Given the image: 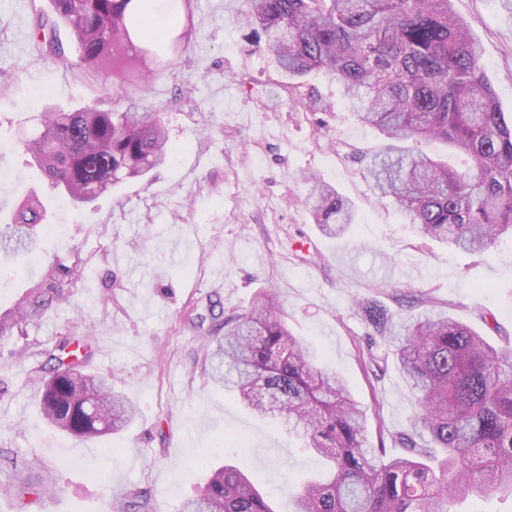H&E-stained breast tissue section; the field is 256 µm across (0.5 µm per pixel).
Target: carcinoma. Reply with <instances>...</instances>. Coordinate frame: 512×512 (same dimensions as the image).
I'll list each match as a JSON object with an SVG mask.
<instances>
[{"label": "carcinoma", "mask_w": 512, "mask_h": 512, "mask_svg": "<svg viewBox=\"0 0 512 512\" xmlns=\"http://www.w3.org/2000/svg\"><path fill=\"white\" fill-rule=\"evenodd\" d=\"M143 0H49L33 28L35 45L57 64L112 80L102 94L153 74L160 41ZM245 23L290 81L313 72L340 85L359 120L393 140L367 165L371 190L392 197L427 238L451 248L490 250L512 236V123L505 120L482 54L452 0H249ZM69 29L77 60L55 44ZM410 139L457 148L455 169L414 152ZM49 186L75 206L163 166L174 151L156 112L133 104L75 111L44 109L23 142ZM314 223L330 236L355 223L354 204L309 177ZM46 209L17 208L0 230V252L22 259L38 244ZM20 313L25 320L57 296L56 285ZM376 334L392 331L380 308L365 310ZM393 355L416 404L406 429L390 434L404 454L382 460L369 445L367 410L343 378L294 336L273 297L224 317L210 359L214 384L260 415L278 411L289 432L331 463L330 475L289 496V512H456L472 496L512 497V342L496 347L446 314L403 326ZM86 346L74 340L51 355L39 409L47 424L86 441L127 426L134 408L104 379L80 371ZM183 512H273L252 475L235 465L211 471Z\"/></svg>", "instance_id": "obj_1"}]
</instances>
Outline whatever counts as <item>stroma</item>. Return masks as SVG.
Instances as JSON below:
<instances>
[{"label": "stroma", "instance_id": "obj_1", "mask_svg": "<svg viewBox=\"0 0 512 512\" xmlns=\"http://www.w3.org/2000/svg\"><path fill=\"white\" fill-rule=\"evenodd\" d=\"M246 0H193L188 25L168 26L156 77L129 90L163 113L175 147L148 180L73 208L52 198L20 145L45 103L77 109L101 92L98 75L58 66L31 41L48 0H0V225L38 193L52 205L23 272L0 261V512H123L146 491L149 512H182L225 463L251 472L275 512L291 488L323 472L285 424L248 410L205 372L207 345L230 312L273 293L294 333L368 408V438L406 427L415 397L395 363L366 369L372 333L357 304L395 322L436 311L494 345L512 339V238L477 254L421 239L363 176L385 137L361 124L335 80L289 87L242 21ZM479 42L500 108L512 118V7L453 0ZM350 198L357 219L322 233L304 175ZM66 297L21 321L19 308L50 280ZM81 339L83 370L110 378L137 414L122 432L84 442L43 420L37 397L57 346Z\"/></svg>", "mask_w": 512, "mask_h": 512}]
</instances>
